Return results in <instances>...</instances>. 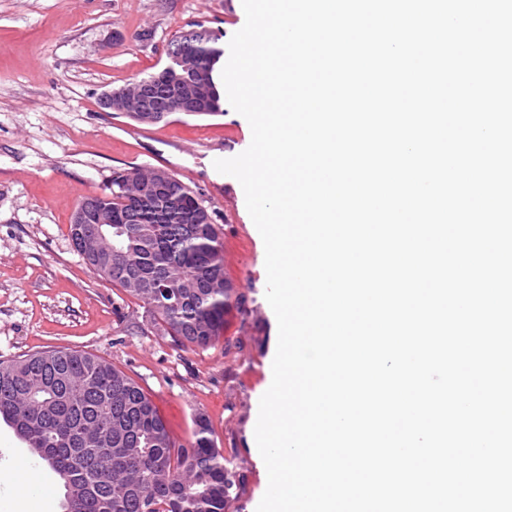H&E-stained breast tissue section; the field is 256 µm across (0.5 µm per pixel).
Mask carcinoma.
I'll return each mask as SVG.
<instances>
[{"instance_id":"obj_1","label":"carcinoma","mask_w":512,"mask_h":512,"mask_svg":"<svg viewBox=\"0 0 512 512\" xmlns=\"http://www.w3.org/2000/svg\"><path fill=\"white\" fill-rule=\"evenodd\" d=\"M198 24L169 43L167 55L203 71V96L222 110L214 82L217 36ZM142 101L174 100L173 80L146 77ZM156 171L135 168L77 208L70 225L77 253L112 286L142 301L179 348L205 350L224 335V318L245 304L224 276L221 225L176 176L150 191ZM0 419L63 480V512H224L234 487L209 418L193 417L189 445L173 440L143 388L93 354L51 350L0 359Z\"/></svg>"}]
</instances>
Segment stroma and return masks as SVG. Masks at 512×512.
<instances>
[{"label":"stroma","mask_w":512,"mask_h":512,"mask_svg":"<svg viewBox=\"0 0 512 512\" xmlns=\"http://www.w3.org/2000/svg\"><path fill=\"white\" fill-rule=\"evenodd\" d=\"M244 22L241 0H0V358L94 353L145 390L180 444L204 412L235 481L225 512H255L267 489L254 429L278 337L263 240L240 183L213 166L246 150L251 128L229 106L138 125L100 97L162 68L170 41L194 24L224 49ZM135 167L174 174L223 228L224 273L247 303L208 349L176 347L71 244L78 203ZM36 462L0 421V512H19L14 474Z\"/></svg>","instance_id":"35a3bbf8"}]
</instances>
